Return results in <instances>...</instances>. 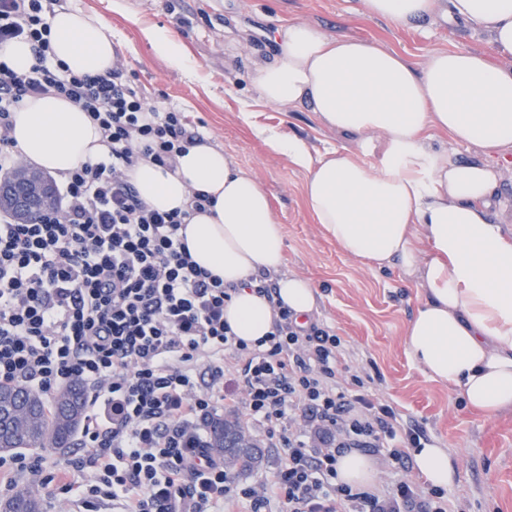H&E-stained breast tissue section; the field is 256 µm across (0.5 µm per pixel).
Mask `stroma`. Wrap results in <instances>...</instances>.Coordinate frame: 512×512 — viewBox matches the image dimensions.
Masks as SVG:
<instances>
[{
	"instance_id": "35a3bbf8",
	"label": "stroma",
	"mask_w": 512,
	"mask_h": 512,
	"mask_svg": "<svg viewBox=\"0 0 512 512\" xmlns=\"http://www.w3.org/2000/svg\"><path fill=\"white\" fill-rule=\"evenodd\" d=\"M110 29L129 78L156 105L184 112L205 141L253 173L283 228L281 275L310 280L314 318L340 336L342 364L370 375L368 391L390 405L404 426H421L430 445L456 463L448 491L453 512H512V411L493 418L470 410L447 386L430 380L411 358L404 329L416 312L420 285L397 268L378 269L340 251L314 224L303 203L307 174L274 153L255 132L273 129L304 138L313 153L354 148L353 137L323 126L309 107L285 111L266 104L254 85L257 62L272 50L283 24L303 21L328 35L371 39L423 64L437 49L463 48L492 55L483 29L436 13L412 26L365 18L364 0H61ZM166 29L194 62L193 72L174 70L154 54L144 33Z\"/></svg>"
}]
</instances>
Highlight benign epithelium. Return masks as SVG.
Returning <instances> with one entry per match:
<instances>
[{
    "instance_id": "1",
    "label": "benign epithelium",
    "mask_w": 512,
    "mask_h": 512,
    "mask_svg": "<svg viewBox=\"0 0 512 512\" xmlns=\"http://www.w3.org/2000/svg\"><path fill=\"white\" fill-rule=\"evenodd\" d=\"M58 205L49 176L27 165L17 167V177L0 181V207L26 218L34 210L49 211Z\"/></svg>"
}]
</instances>
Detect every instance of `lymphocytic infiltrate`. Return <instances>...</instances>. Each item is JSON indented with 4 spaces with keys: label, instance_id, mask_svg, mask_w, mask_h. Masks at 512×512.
<instances>
[{
    "label": "lymphocytic infiltrate",
    "instance_id": "lymphocytic-infiltrate-1",
    "mask_svg": "<svg viewBox=\"0 0 512 512\" xmlns=\"http://www.w3.org/2000/svg\"><path fill=\"white\" fill-rule=\"evenodd\" d=\"M57 2L0 0V44L27 41L34 57L25 70L0 63V174L19 164L8 132L36 96L87 112L107 154L59 176L57 209L25 223L0 215V385L49 400L81 383L83 453L49 467L39 454L0 457V490L38 475L83 512H448L445 490L402 477L420 433L346 373L330 326L297 322L269 273L244 285L269 299L271 331L252 344L235 336L224 320L234 287L196 263L179 235L209 195L162 213L129 177L144 158L175 170L202 135L185 113L152 105L123 63L76 74L56 60ZM221 405L243 408L279 449L272 478L237 484L212 455L207 428ZM351 449L388 464L396 478L387 490L339 482L338 460Z\"/></svg>",
    "mask_w": 512,
    "mask_h": 512
}]
</instances>
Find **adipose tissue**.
Returning <instances> with one entry per match:
<instances>
[{
	"instance_id": "adipose-tissue-1",
	"label": "adipose tissue",
	"mask_w": 512,
	"mask_h": 512,
	"mask_svg": "<svg viewBox=\"0 0 512 512\" xmlns=\"http://www.w3.org/2000/svg\"><path fill=\"white\" fill-rule=\"evenodd\" d=\"M439 0H365V15L400 25L430 16ZM450 18L490 33L512 56V0H448ZM55 56L75 73L101 74L115 57L111 32L89 15L61 8L50 19ZM267 104L308 105L327 127L354 137L357 151L313 155L294 135L258 129L275 152L307 173L304 205L346 254L414 276L423 297L405 336L433 381L458 392L475 412L512 410V235L496 214L494 153L512 150V67L464 49L430 53L415 66L376 41L291 22L278 29L271 60L255 70ZM483 149V160L452 158L436 135ZM11 136L24 160L59 174L106 155L96 125L68 100L43 95L17 112ZM141 199L160 211L186 209L192 192L211 195L184 229L193 259L236 291L224 308L248 342L270 332L268 301L243 281L276 274L277 293L295 316L311 314L316 294L305 279L280 276L285 241L257 178L224 151L189 147L175 171L143 160L131 173ZM416 469L433 486L453 482L445 449L425 445Z\"/></svg>"
}]
</instances>
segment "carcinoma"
Returning a JSON list of instances; mask_svg holds the SVG:
<instances>
[{
  "label": "carcinoma",
  "instance_id": "carcinoma-1",
  "mask_svg": "<svg viewBox=\"0 0 512 512\" xmlns=\"http://www.w3.org/2000/svg\"><path fill=\"white\" fill-rule=\"evenodd\" d=\"M86 400V391L78 384L60 388L50 406L36 391L0 386V410L16 411L0 431V454L8 455L19 448L44 451L70 447L82 422ZM209 444L224 456V468L229 471L248 474L263 464L264 455L256 439L245 431L235 414L212 420ZM0 512H41V504L32 489L22 487L0 505Z\"/></svg>",
  "mask_w": 512,
  "mask_h": 512
}]
</instances>
